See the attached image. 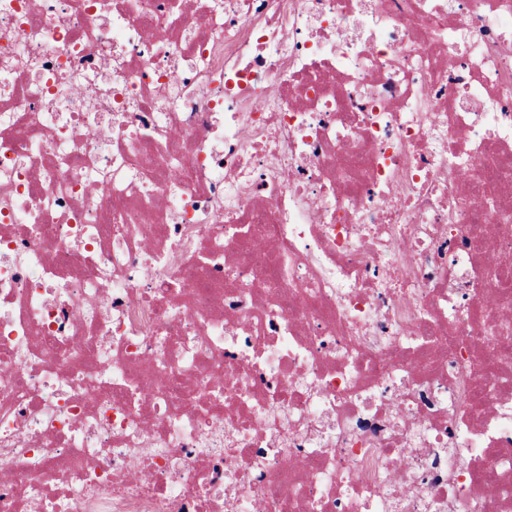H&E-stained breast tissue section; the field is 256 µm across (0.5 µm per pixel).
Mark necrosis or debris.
I'll return each instance as SVG.
<instances>
[{"mask_svg":"<svg viewBox=\"0 0 512 512\" xmlns=\"http://www.w3.org/2000/svg\"><path fill=\"white\" fill-rule=\"evenodd\" d=\"M0 512H512V0H0Z\"/></svg>","mask_w":512,"mask_h":512,"instance_id":"4bbe7bcc","label":"necrosis or debris"}]
</instances>
